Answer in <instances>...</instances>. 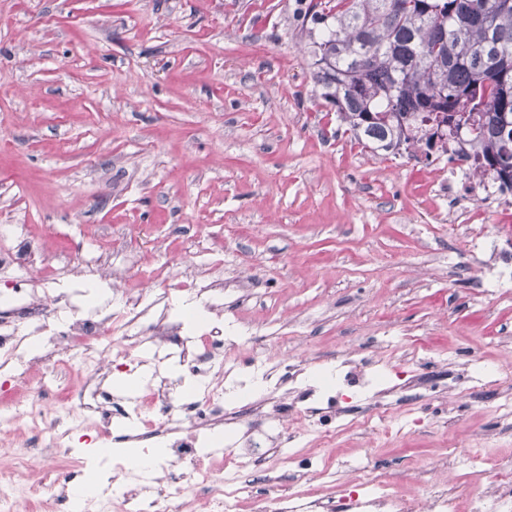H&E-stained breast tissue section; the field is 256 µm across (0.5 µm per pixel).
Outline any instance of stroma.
Instances as JSON below:
<instances>
[{
    "label": "stroma",
    "mask_w": 512,
    "mask_h": 512,
    "mask_svg": "<svg viewBox=\"0 0 512 512\" xmlns=\"http://www.w3.org/2000/svg\"><path fill=\"white\" fill-rule=\"evenodd\" d=\"M303 0H0V226L115 262L250 282L227 335L280 314L264 349L302 364L374 355L495 366L512 396V280L486 279L512 236L450 222L415 159L375 156L320 96ZM460 389L391 405L398 435L352 428L404 485L449 447L512 467L495 401L458 420Z\"/></svg>",
    "instance_id": "stroma-1"
}]
</instances>
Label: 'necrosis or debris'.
<instances>
[{"label": "necrosis or debris", "instance_id": "1", "mask_svg": "<svg viewBox=\"0 0 512 512\" xmlns=\"http://www.w3.org/2000/svg\"><path fill=\"white\" fill-rule=\"evenodd\" d=\"M56 259L43 255L39 289L19 279L0 289V439L26 448L0 467V512H459L447 483L419 480L411 496L368 456L332 466L306 453L294 414L308 419L324 448L354 425L338 411L342 395L370 399L369 421L389 418L392 387L378 366L349 355L337 375L319 369L307 377L288 357L239 359L243 340L224 334L223 283L202 287L185 277L176 291L205 299L195 330L167 312L148 316L145 295L131 292L122 311L76 310L62 325ZM147 361L156 376L141 393L103 388L104 379ZM173 361L196 380L192 394L179 395L165 377ZM77 437L103 448L153 440L168 454L145 475L109 457L111 484L80 498L79 473L66 462ZM283 465L293 471L294 491L280 481ZM257 469L266 474L259 494L246 478ZM342 471L352 488L322 500L312 481L330 486ZM468 500L469 512H512V470L486 476Z\"/></svg>", "mask_w": 512, "mask_h": 512}]
</instances>
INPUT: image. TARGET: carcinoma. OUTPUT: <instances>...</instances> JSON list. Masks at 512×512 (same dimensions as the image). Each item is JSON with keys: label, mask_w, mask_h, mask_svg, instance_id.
Instances as JSON below:
<instances>
[{"label": "carcinoma", "mask_w": 512, "mask_h": 512, "mask_svg": "<svg viewBox=\"0 0 512 512\" xmlns=\"http://www.w3.org/2000/svg\"><path fill=\"white\" fill-rule=\"evenodd\" d=\"M314 78L363 148L450 155L512 192V0H308Z\"/></svg>", "instance_id": "obj_1"}]
</instances>
